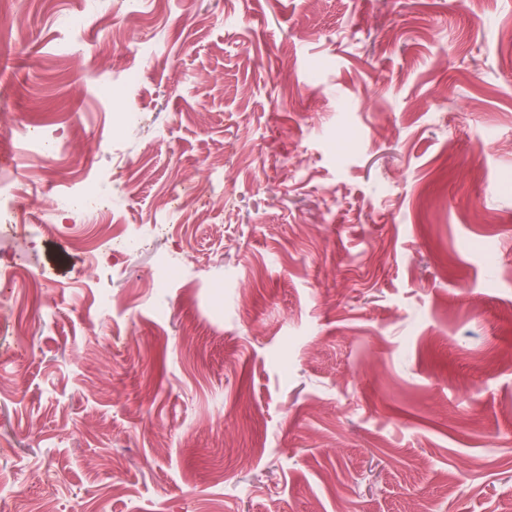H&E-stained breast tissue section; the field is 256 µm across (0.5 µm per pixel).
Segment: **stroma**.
<instances>
[{
  "instance_id": "1",
  "label": "stroma",
  "mask_w": 512,
  "mask_h": 512,
  "mask_svg": "<svg viewBox=\"0 0 512 512\" xmlns=\"http://www.w3.org/2000/svg\"><path fill=\"white\" fill-rule=\"evenodd\" d=\"M1 112L21 211L137 250L0 232V512L512 500V0H16Z\"/></svg>"
}]
</instances>
